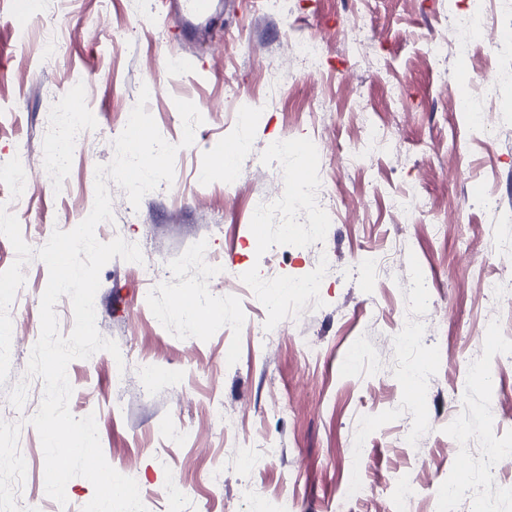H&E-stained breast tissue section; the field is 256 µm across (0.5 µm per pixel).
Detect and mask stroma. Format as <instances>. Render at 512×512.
<instances>
[{
  "instance_id": "35a3bbf8",
  "label": "stroma",
  "mask_w": 512,
  "mask_h": 512,
  "mask_svg": "<svg viewBox=\"0 0 512 512\" xmlns=\"http://www.w3.org/2000/svg\"><path fill=\"white\" fill-rule=\"evenodd\" d=\"M172 0H31L24 26L12 0H0V195L24 194L15 215L39 249L54 230L69 231L91 212L97 165L153 82L147 111L179 150L172 183L132 207L109 183L112 220L96 237L137 244L144 262L116 258L100 272L95 295L100 334L126 355L121 377L98 351L67 368L69 408L94 415L108 463L138 484L147 512H170L157 487L177 486L182 512H512V455L487 473L481 451L449 457L459 435L512 445V338L489 326L512 314L483 295L487 278L512 280V65L498 63L485 31L465 23L472 0H222V21L194 41L180 34ZM366 8L359 29L347 15ZM325 36L320 71L309 72L289 42ZM468 46L434 57V42ZM264 55H254L255 44ZM189 66L173 65L177 56ZM80 87L99 121L67 145L68 165H37L70 119L68 90ZM400 92L406 112L391 116ZM493 112L473 129L455 109ZM203 117L191 146L176 100ZM374 108L398 150L351 169L344 155L362 137L358 111ZM324 151L309 180L333 181L331 222L297 207L293 182L303 160L274 151L272 140ZM246 144L225 174L218 156ZM370 195L369 209L348 199ZM416 195L427 211L404 216L388 195ZM268 214L254 232V214ZM385 254L376 274L363 251ZM223 269L234 288L213 291L222 316L199 323L180 312L202 296L203 273ZM10 313L11 366L0 385V512H77L94 488L66 485V504L45 492V460L30 423L43 385L26 377L48 268H23ZM316 277L311 298L297 284ZM424 335L397 340L406 318ZM317 345L307 356L304 342ZM428 360L418 394L408 369ZM27 381L22 409L8 401ZM224 421H207L209 406ZM413 423L418 447L401 432ZM414 485L402 491L401 471ZM467 474L477 496L449 502L448 484Z\"/></svg>"
}]
</instances>
